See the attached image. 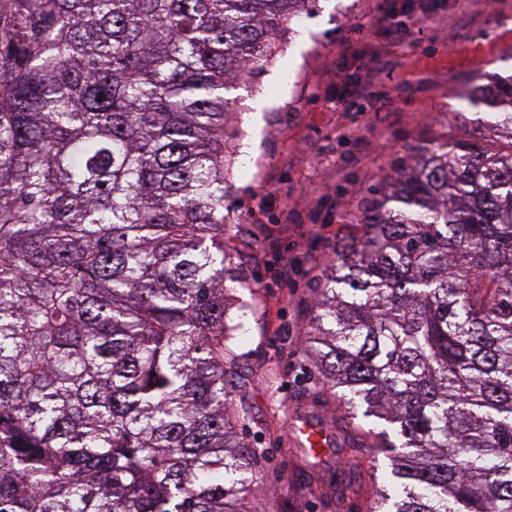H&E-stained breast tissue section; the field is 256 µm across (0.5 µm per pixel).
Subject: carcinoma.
I'll return each mask as SVG.
<instances>
[{
	"mask_svg": "<svg viewBox=\"0 0 512 512\" xmlns=\"http://www.w3.org/2000/svg\"><path fill=\"white\" fill-rule=\"evenodd\" d=\"M316 0H0V512H248L224 90ZM509 132L370 188L319 288L322 387L383 425L367 512H512ZM317 467L359 424L325 422Z\"/></svg>",
	"mask_w": 512,
	"mask_h": 512,
	"instance_id": "obj_1",
	"label": "carcinoma"
}]
</instances>
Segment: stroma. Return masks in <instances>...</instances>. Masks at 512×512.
I'll use <instances>...</instances> for the list:
<instances>
[{
  "instance_id": "1",
  "label": "stroma",
  "mask_w": 512,
  "mask_h": 512,
  "mask_svg": "<svg viewBox=\"0 0 512 512\" xmlns=\"http://www.w3.org/2000/svg\"><path fill=\"white\" fill-rule=\"evenodd\" d=\"M380 0H318L315 14L274 33L265 71L225 90L226 245L249 281L235 378L254 420L244 438L268 453L250 499L256 512H364L380 482L370 447L310 468L289 424L313 386L304 349L317 288L356 229L368 189L410 149L441 135L495 148L506 130L467 110L480 75L512 73V0H424L393 19L402 39L389 68L349 105L365 78Z\"/></svg>"
}]
</instances>
